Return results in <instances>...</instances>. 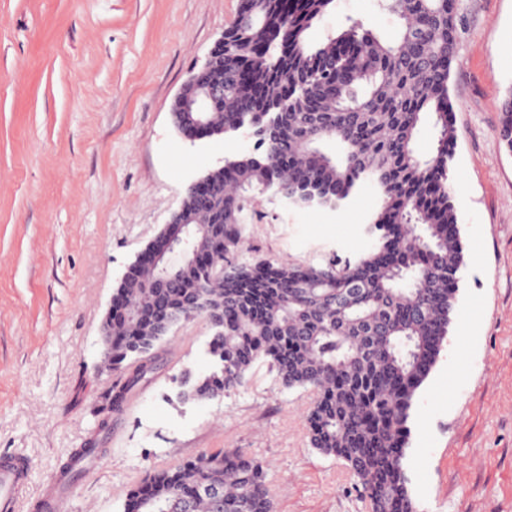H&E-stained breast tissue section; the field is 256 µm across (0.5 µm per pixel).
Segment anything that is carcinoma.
<instances>
[{
	"instance_id": "1",
	"label": "carcinoma",
	"mask_w": 512,
	"mask_h": 512,
	"mask_svg": "<svg viewBox=\"0 0 512 512\" xmlns=\"http://www.w3.org/2000/svg\"><path fill=\"white\" fill-rule=\"evenodd\" d=\"M399 19L379 35L352 21L309 39L335 0H238L224 43V99L207 137L249 128L260 156L228 161L184 202L192 220L159 232L139 267L112 293V412L162 364L156 335L191 295L224 313L189 402L221 397L267 363L287 390L313 399L307 437L342 462L372 512H417L404 466L417 391L454 321L465 265L449 162L457 140L449 79L459 40L457 0H379ZM431 122L427 155L415 149ZM512 151V104L499 130ZM377 205L364 224L369 250L320 265L238 262L239 226L272 190L302 209L339 211L366 187ZM179 287L159 293L161 277ZM214 484L222 499L202 495ZM123 512H276L261 461L242 448L152 468L125 493Z\"/></svg>"
}]
</instances>
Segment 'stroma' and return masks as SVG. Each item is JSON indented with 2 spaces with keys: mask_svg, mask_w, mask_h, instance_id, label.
I'll list each match as a JSON object with an SVG mask.
<instances>
[{
  "mask_svg": "<svg viewBox=\"0 0 512 512\" xmlns=\"http://www.w3.org/2000/svg\"><path fill=\"white\" fill-rule=\"evenodd\" d=\"M236 10L237 0H0V455L30 461L29 503L88 445L97 475L66 489V512H122L151 467L244 448L266 465L277 512H369L351 473L309 447L310 397L267 365L223 397L178 402L177 377L211 367L201 320L170 335L164 367L99 428L114 379L100 369L114 288L193 180L257 147L239 132L187 144L171 117ZM459 13L449 176L468 260L415 400L405 467L418 512H512V151L499 139L512 0H459ZM350 19L385 36L397 26L376 0H338L310 37ZM374 205L368 190L336 214L262 196L238 257L355 255L370 243L351 230Z\"/></svg>",
  "mask_w": 512,
  "mask_h": 512,
  "instance_id": "obj_1",
  "label": "stroma"
}]
</instances>
